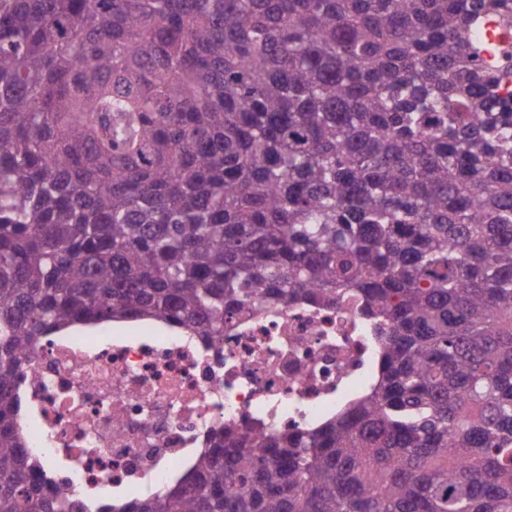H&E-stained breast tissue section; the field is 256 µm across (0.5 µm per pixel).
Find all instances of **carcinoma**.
I'll list each match as a JSON object with an SVG mask.
<instances>
[{
    "instance_id": "cac0c4a2",
    "label": "carcinoma",
    "mask_w": 512,
    "mask_h": 512,
    "mask_svg": "<svg viewBox=\"0 0 512 512\" xmlns=\"http://www.w3.org/2000/svg\"><path fill=\"white\" fill-rule=\"evenodd\" d=\"M512 0H0V512H58L18 388L43 337L197 336L264 296L381 328L300 432L222 426L105 512H512ZM487 44L483 52L484 58L494 63L507 51L512 56V28H507L494 18H487L483 23Z\"/></svg>"
}]
</instances>
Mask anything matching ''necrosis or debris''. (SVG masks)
<instances>
[{
    "instance_id": "4bbe7bcc",
    "label": "necrosis or debris",
    "mask_w": 512,
    "mask_h": 512,
    "mask_svg": "<svg viewBox=\"0 0 512 512\" xmlns=\"http://www.w3.org/2000/svg\"><path fill=\"white\" fill-rule=\"evenodd\" d=\"M379 348L355 296L336 307L260 301L208 338L141 319L49 336L27 362L24 429L43 456L81 457L68 494L91 482L164 487L218 426L270 435L336 415L374 385Z\"/></svg>"
}]
</instances>
